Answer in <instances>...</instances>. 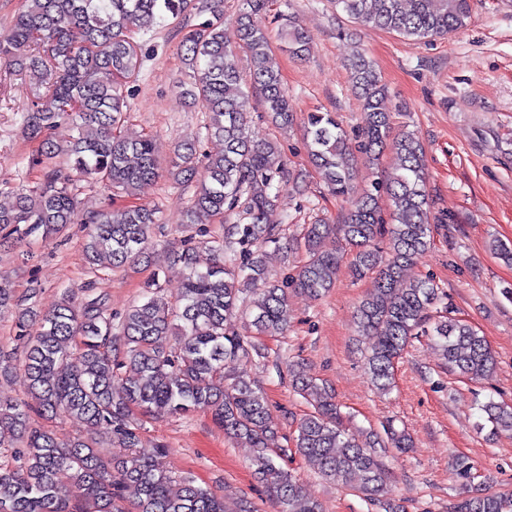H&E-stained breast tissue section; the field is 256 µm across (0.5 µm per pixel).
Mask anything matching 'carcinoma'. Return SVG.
<instances>
[{"instance_id":"carcinoma-1","label":"carcinoma","mask_w":512,"mask_h":512,"mask_svg":"<svg viewBox=\"0 0 512 512\" xmlns=\"http://www.w3.org/2000/svg\"><path fill=\"white\" fill-rule=\"evenodd\" d=\"M193 1L208 18L179 44L192 72L184 94L201 104L206 138L222 142L223 149L206 156L201 167L197 142H183L169 176L194 186L186 223L211 224L227 212L239 221L224 225V235L211 241L210 258L201 260L198 246L190 243L176 253L188 270L176 298H166L155 280L145 301L132 305L117 324L106 298L90 283L81 302L66 296L38 320L0 276V307L13 303L18 310L16 335L25 347L28 393L43 416H75L88 434L61 442L49 429L27 427L28 404L0 399V512H123L117 502L128 490L134 493L132 512H224L220 498L192 478L173 480L162 464L165 445L142 447L136 415L198 409L209 412L226 436L253 449L256 474L275 493L280 512H322L268 447L274 436L269 404L246 369L253 357H264V349L227 327L245 310L258 335L277 336L291 317L288 292L269 278L263 248L282 240L279 226L268 222L281 184L287 181L300 193L304 179L287 168L278 142L252 138L247 120L256 93L272 123L286 128L293 121L288 91L258 20L265 0H244L237 16L250 59L247 75L224 42L223 0H26L9 36L0 40V58L18 73L40 72L43 92L23 116L26 137L37 143L40 155L47 160L62 155L76 175L115 196H134L159 176L150 136L124 132L125 87L142 64L135 36L164 17L178 19ZM335 3L351 19L418 41L451 35L472 11L471 0ZM279 38L296 57L311 43L290 18ZM349 69L366 114L359 140L351 142L331 112L309 113L306 126L310 163L349 208L340 224L316 219L304 227L296 242L304 261L292 284L319 297L335 287L345 266L354 279L369 281L356 319L362 335L373 338L365 368L380 392L394 387L396 362L420 336L441 348L448 371L480 379L496 367L484 337L452 316L433 279L407 278L415 258L431 245L425 147L408 128L393 132L383 106L387 87L372 62L357 52ZM356 150L375 161L388 151L395 167L352 199ZM160 221L159 209L144 205L84 212L71 179L55 169L40 187L17 193L12 207L0 209V231L20 240L35 233L47 239L70 224L86 225L83 256L93 273L144 257ZM331 233L339 245L325 251L321 241ZM260 281L266 287L251 303L248 292ZM229 362L240 368L226 373ZM290 373L311 406L297 423L296 452L370 504L383 503L387 472L376 446L388 440L404 452L410 447L407 435L390 425L385 437L358 442L344 427L332 395L306 374L294 368ZM479 410L492 430L512 432V407L489 399ZM102 434L128 449L127 457L117 462L100 457L93 443ZM448 512H512V494L479 493Z\"/></svg>"}]
</instances>
